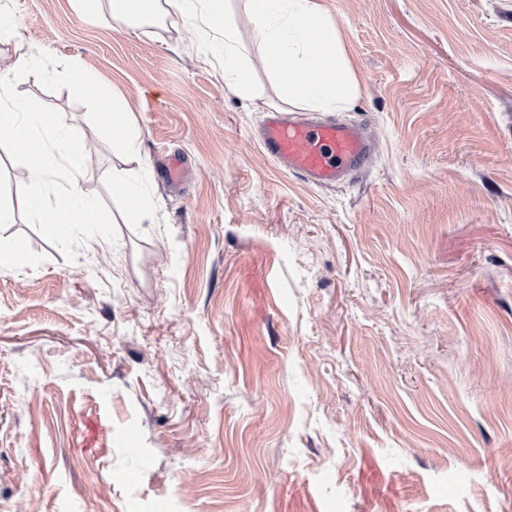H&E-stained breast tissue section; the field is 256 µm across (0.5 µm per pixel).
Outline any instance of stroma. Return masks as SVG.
<instances>
[{"label": "stroma", "mask_w": 512, "mask_h": 512, "mask_svg": "<svg viewBox=\"0 0 512 512\" xmlns=\"http://www.w3.org/2000/svg\"><path fill=\"white\" fill-rule=\"evenodd\" d=\"M317 2L360 82L332 117L377 144L328 188L254 136L290 106L240 0L250 99L180 15L0 0L14 92L84 135L103 219L50 232L0 141V236L28 256L0 263V512H512V0ZM116 170L146 177L140 222ZM72 91L82 99L96 104L105 126L112 127L113 136L121 143L127 155H135L139 150L135 124L128 113L120 112L119 103L109 98L102 87L94 80L83 79L72 84Z\"/></svg>", "instance_id": "stroma-1"}]
</instances>
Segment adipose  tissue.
<instances>
[{
	"instance_id": "ef3b65f1",
	"label": "adipose tissue",
	"mask_w": 512,
	"mask_h": 512,
	"mask_svg": "<svg viewBox=\"0 0 512 512\" xmlns=\"http://www.w3.org/2000/svg\"><path fill=\"white\" fill-rule=\"evenodd\" d=\"M110 4L113 18L133 31L173 12L193 20L202 31L210 22L224 19L220 42L224 82L235 95L253 97L246 50L236 27L225 20L229 0H110ZM244 5L260 29L263 67L289 104L334 111L349 103L357 88L350 57L314 0H244ZM29 64L24 56L0 54V137L14 145L11 165L30 176L19 196L42 223L58 229L80 224L93 231L100 221L99 209L82 189L89 148L75 128L62 124L40 100L16 96L9 77ZM72 90L96 104L104 125L111 127L126 154H137L134 121L121 112L116 100L91 79L74 82Z\"/></svg>"
}]
</instances>
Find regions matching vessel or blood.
Here are the masks:
<instances>
[{
  "mask_svg": "<svg viewBox=\"0 0 512 512\" xmlns=\"http://www.w3.org/2000/svg\"><path fill=\"white\" fill-rule=\"evenodd\" d=\"M259 139L281 168L319 187L343 184L365 171L376 150L363 125L314 121L297 112L269 113Z\"/></svg>",
  "mask_w": 512,
  "mask_h": 512,
  "instance_id": "1",
  "label": "vessel or blood"
}]
</instances>
